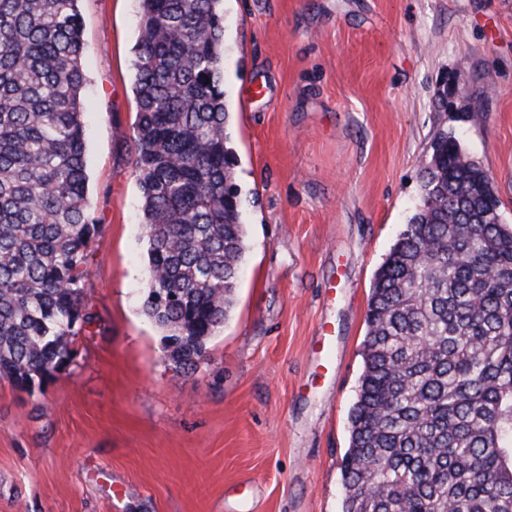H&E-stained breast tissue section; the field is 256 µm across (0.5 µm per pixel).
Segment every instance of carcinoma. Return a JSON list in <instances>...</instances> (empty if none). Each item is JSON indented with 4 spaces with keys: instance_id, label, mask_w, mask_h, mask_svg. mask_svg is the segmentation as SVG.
I'll return each mask as SVG.
<instances>
[{
    "instance_id": "carcinoma-1",
    "label": "carcinoma",
    "mask_w": 512,
    "mask_h": 512,
    "mask_svg": "<svg viewBox=\"0 0 512 512\" xmlns=\"http://www.w3.org/2000/svg\"><path fill=\"white\" fill-rule=\"evenodd\" d=\"M79 0H0V378L67 369L94 323ZM133 172L143 310L193 375L246 252L227 148L222 0H138ZM421 199L375 273L342 512H512V227L491 177L439 133Z\"/></svg>"
}]
</instances>
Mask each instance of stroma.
Listing matches in <instances>:
<instances>
[{
	"label": "stroma",
	"mask_w": 512,
	"mask_h": 512,
	"mask_svg": "<svg viewBox=\"0 0 512 512\" xmlns=\"http://www.w3.org/2000/svg\"><path fill=\"white\" fill-rule=\"evenodd\" d=\"M223 5L247 251L188 376L142 306L137 0H79L97 320L42 387L0 380V512H341L371 284L438 132L512 225V0Z\"/></svg>",
	"instance_id": "1"
}]
</instances>
